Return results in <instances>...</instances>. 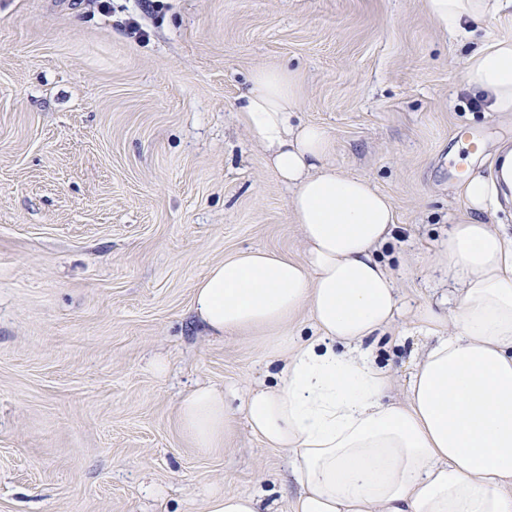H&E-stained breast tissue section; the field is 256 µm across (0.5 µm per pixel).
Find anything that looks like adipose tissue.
<instances>
[{"label": "adipose tissue", "instance_id": "1", "mask_svg": "<svg viewBox=\"0 0 512 512\" xmlns=\"http://www.w3.org/2000/svg\"><path fill=\"white\" fill-rule=\"evenodd\" d=\"M424 2L463 42L512 13V0ZM464 80L489 93L493 111L512 113V39L469 52ZM299 94L288 67L255 69L238 120L291 191L302 259L262 249L226 256L196 284L193 305L213 335L264 336L286 358L278 384L252 389L243 412L263 444L291 454L292 512H512V236L479 219L499 187L512 191V140L495 150L493 178L471 174L457 186L469 214L434 257L458 285L454 308L418 310L435 338L406 400L392 401L389 372L362 344L399 312L395 280L376 257L394 207L368 179L330 166L336 143L297 120ZM304 310L315 336L288 339ZM178 416L199 448L223 444L231 421L211 387L183 397Z\"/></svg>", "mask_w": 512, "mask_h": 512}]
</instances>
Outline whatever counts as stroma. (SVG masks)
Wrapping results in <instances>:
<instances>
[{"label": "stroma", "mask_w": 512, "mask_h": 512, "mask_svg": "<svg viewBox=\"0 0 512 512\" xmlns=\"http://www.w3.org/2000/svg\"><path fill=\"white\" fill-rule=\"evenodd\" d=\"M467 53L424 0H0V512H208L217 492L291 512L288 451L239 414L283 361L192 309L226 254L304 253L240 96L256 68L298 72L331 164L393 202L378 254L403 302L436 307L453 285L431 257L466 212L448 170L488 172L512 139ZM428 343L409 314L377 333L393 399ZM202 385L235 414L217 448L177 417Z\"/></svg>", "instance_id": "1"}]
</instances>
